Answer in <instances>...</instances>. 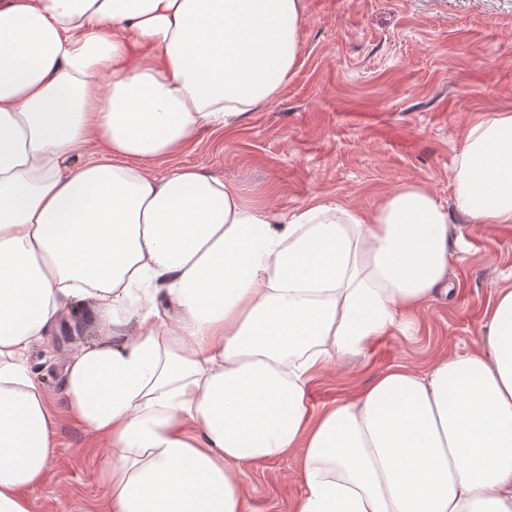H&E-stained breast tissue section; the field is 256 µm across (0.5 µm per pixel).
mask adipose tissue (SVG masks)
<instances>
[{"label": "adipose tissue", "instance_id": "adipose-tissue-1", "mask_svg": "<svg viewBox=\"0 0 512 512\" xmlns=\"http://www.w3.org/2000/svg\"><path fill=\"white\" fill-rule=\"evenodd\" d=\"M303 12L0 0V512H31L57 446L28 354L83 301L99 339L61 381L109 450L107 512H247L246 470L294 451L290 512H512V285L468 351L308 400L318 371L451 290L444 205L405 185L367 218L335 201L285 215L145 167L275 100ZM453 191L467 223L512 226V113L468 130Z\"/></svg>", "mask_w": 512, "mask_h": 512}]
</instances>
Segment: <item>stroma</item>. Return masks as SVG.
<instances>
[{
	"label": "stroma",
	"instance_id": "1",
	"mask_svg": "<svg viewBox=\"0 0 512 512\" xmlns=\"http://www.w3.org/2000/svg\"><path fill=\"white\" fill-rule=\"evenodd\" d=\"M298 41V65L275 102L227 129L201 130L180 153L146 166L205 170L231 181L247 204L280 213L333 200L366 218L407 184L449 208L467 242L449 262V298L419 313L408 333L318 374L309 391L318 410L389 366L424 369L469 349L512 274V229L476 226L452 209L468 128L512 113V0H304ZM96 339L93 306L78 304L29 354L58 443L29 494L31 512H106L97 468L104 445L69 419L61 385L67 355ZM298 465L293 452L250 469L248 512H289L303 490Z\"/></svg>",
	"mask_w": 512,
	"mask_h": 512
}]
</instances>
